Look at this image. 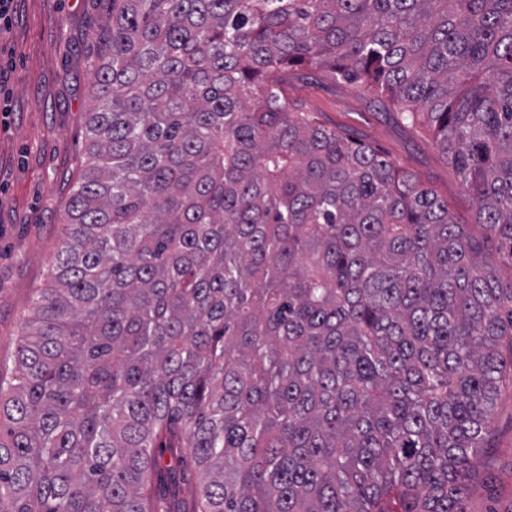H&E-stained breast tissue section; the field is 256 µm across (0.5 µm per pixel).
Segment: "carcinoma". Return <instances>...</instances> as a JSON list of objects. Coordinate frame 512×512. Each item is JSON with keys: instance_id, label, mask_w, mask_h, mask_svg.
<instances>
[{"instance_id": "obj_1", "label": "carcinoma", "mask_w": 512, "mask_h": 512, "mask_svg": "<svg viewBox=\"0 0 512 512\" xmlns=\"http://www.w3.org/2000/svg\"><path fill=\"white\" fill-rule=\"evenodd\" d=\"M65 239L0 376V512H466L512 388V0H112ZM357 81L471 222L288 109ZM200 472L183 511L157 449Z\"/></svg>"}]
</instances>
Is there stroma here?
I'll return each instance as SVG.
<instances>
[{
	"label": "stroma",
	"mask_w": 512,
	"mask_h": 512,
	"mask_svg": "<svg viewBox=\"0 0 512 512\" xmlns=\"http://www.w3.org/2000/svg\"><path fill=\"white\" fill-rule=\"evenodd\" d=\"M15 20L0 32L11 59L6 78L12 112L0 123V373L14 371L22 330L38 288L63 242V214L83 174L92 73L107 51L111 0H15ZM289 106L361 139L448 199L470 220L476 202L425 130L350 82L303 69L288 86ZM496 448L477 460L484 483L468 512H512V390L497 405Z\"/></svg>",
	"instance_id": "35a3bbf8"
}]
</instances>
